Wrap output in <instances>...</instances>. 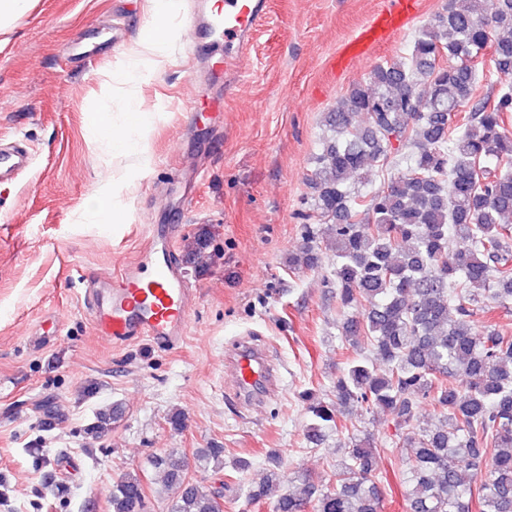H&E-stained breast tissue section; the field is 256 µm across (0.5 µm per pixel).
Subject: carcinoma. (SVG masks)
I'll return each instance as SVG.
<instances>
[{"mask_svg":"<svg viewBox=\"0 0 512 512\" xmlns=\"http://www.w3.org/2000/svg\"><path fill=\"white\" fill-rule=\"evenodd\" d=\"M493 48L489 63L473 60ZM512 0H455L410 56L377 66L325 114L310 176L311 213L288 267L333 266L339 330L369 355L336 375V403L305 391L307 440L344 437L334 481L308 475L276 493L280 457L249 499L275 512H381L372 437L342 424L353 403L402 430L406 512H512V335L473 331L487 301L512 304ZM485 82L489 92L474 96ZM360 114L363 121L353 122ZM410 163L397 170L399 153ZM387 175L359 188L372 166ZM315 223H309V220ZM428 403L436 422L412 424ZM176 490L170 512H224L222 491L188 476L182 458L156 461ZM112 512H145L142 480L112 484Z\"/></svg>","mask_w":512,"mask_h":512,"instance_id":"obj_1","label":"carcinoma"}]
</instances>
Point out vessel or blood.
Listing matches in <instances>:
<instances>
[{"instance_id": "1", "label": "vessel or blood", "mask_w": 512, "mask_h": 512, "mask_svg": "<svg viewBox=\"0 0 512 512\" xmlns=\"http://www.w3.org/2000/svg\"><path fill=\"white\" fill-rule=\"evenodd\" d=\"M417 9L416 0H390L375 11L346 48L347 60L364 55L367 47L385 43ZM266 15L265 0H224L223 10L195 9L187 21L192 32L206 33L224 49V68L237 71L250 40ZM32 155L22 140L0 144V184H16L31 169ZM149 246L112 282L87 289L89 309L101 337L122 345L134 339L175 346L185 339L191 291L181 266L169 250L170 230L149 227ZM239 394H256L270 383L262 354L244 348L231 361Z\"/></svg>"}]
</instances>
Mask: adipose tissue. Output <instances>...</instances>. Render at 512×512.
<instances>
[{
  "label": "adipose tissue",
  "instance_id": "obj_1",
  "mask_svg": "<svg viewBox=\"0 0 512 512\" xmlns=\"http://www.w3.org/2000/svg\"><path fill=\"white\" fill-rule=\"evenodd\" d=\"M149 2L151 4L150 20L139 36L137 49L129 52L127 66L118 73L119 79L125 82L136 81L140 76V49L152 51V70H162L168 62L165 48L173 31L172 21L177 9V0H149ZM128 112L127 130L109 135L112 150L119 155L138 156L142 163H149L150 157L140 143V136L150 126L152 116L135 101L129 103Z\"/></svg>",
  "mask_w": 512,
  "mask_h": 512
}]
</instances>
